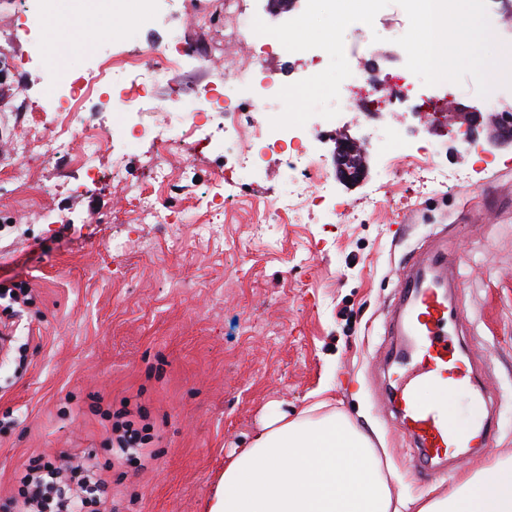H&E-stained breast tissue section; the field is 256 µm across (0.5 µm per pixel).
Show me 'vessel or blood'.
Returning a JSON list of instances; mask_svg holds the SVG:
<instances>
[{
	"instance_id": "b4317fda",
	"label": "vessel or blood",
	"mask_w": 512,
	"mask_h": 512,
	"mask_svg": "<svg viewBox=\"0 0 512 512\" xmlns=\"http://www.w3.org/2000/svg\"><path fill=\"white\" fill-rule=\"evenodd\" d=\"M462 261L446 246L427 248L401 274L394 309L393 333L417 343V351H395L394 361L401 373L397 378L398 425L414 447L426 454L448 459H464L465 449L487 447L494 426L490 417L474 420L461 433L448 425V408L424 402V389L443 391L472 389L465 376L448 381V367H460L453 341L458 311L452 307L448 290L451 277Z\"/></svg>"
}]
</instances>
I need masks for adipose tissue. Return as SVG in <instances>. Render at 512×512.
<instances>
[{
    "label": "adipose tissue",
    "instance_id": "adipose-tissue-1",
    "mask_svg": "<svg viewBox=\"0 0 512 512\" xmlns=\"http://www.w3.org/2000/svg\"><path fill=\"white\" fill-rule=\"evenodd\" d=\"M207 512H400L370 439L336 414L279 417L224 466ZM415 512H512V455Z\"/></svg>",
    "mask_w": 512,
    "mask_h": 512
}]
</instances>
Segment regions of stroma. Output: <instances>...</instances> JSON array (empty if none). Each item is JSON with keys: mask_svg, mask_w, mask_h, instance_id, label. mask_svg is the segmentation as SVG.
<instances>
[{"mask_svg": "<svg viewBox=\"0 0 512 512\" xmlns=\"http://www.w3.org/2000/svg\"><path fill=\"white\" fill-rule=\"evenodd\" d=\"M206 13V27L192 13ZM408 18L396 4L373 27H348L352 74L392 84L407 80L393 104L343 112L317 126L315 146L332 157L342 136L370 135L361 180H333L300 219L281 217L257 235L252 215L283 194L280 164L240 168L235 153L166 154L167 196L175 212L165 224H136L123 182L152 187L140 163L149 143L125 147L122 179L112 176V143L95 173L78 162L49 158L36 165L42 185L33 201L13 177L26 158L17 149L27 128L56 121L40 68L44 29L0 0V286L24 285L33 300L15 319L24 360L0 358V512H12L15 475L35 455L90 450L105 466L120 512H205L229 457L250 447L264 422L295 417L312 404L371 435L384 452L394 492L411 502L446 489L458 476L512 454V149L479 161L463 146L485 138L489 117L512 98L477 95L462 84L423 85L408 73L396 43ZM233 28L222 0H162L153 23L99 36L97 53L154 43L208 45L204 67L184 57L151 87L155 99L195 100L223 83L228 100L248 104L252 90L225 79L224 38ZM482 120L468 127L470 112ZM423 166L395 170V157ZM224 180L234 204L217 203L220 238L200 235L181 215L194 183ZM182 240L172 249L170 231ZM447 243L463 264L452 290L464 310L462 345L469 374L495 398L491 447L449 464L440 477L417 474L415 450L397 430L390 393L395 368L386 357L399 344L389 312L402 268L429 241ZM142 411L153 427L155 460L147 466L117 457L105 409Z\"/></svg>", "mask_w": 512, "mask_h": 512, "instance_id": "obj_1", "label": "stroma"}]
</instances>
